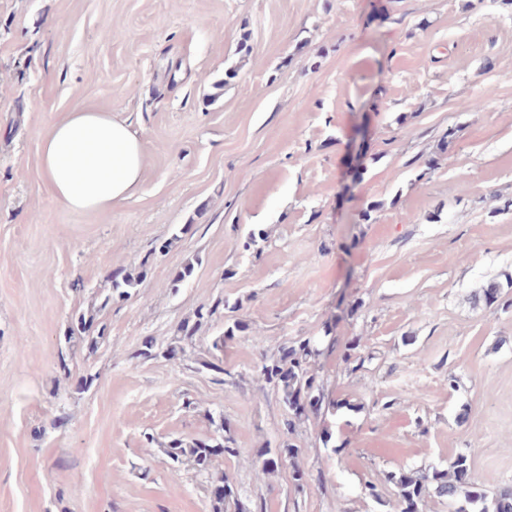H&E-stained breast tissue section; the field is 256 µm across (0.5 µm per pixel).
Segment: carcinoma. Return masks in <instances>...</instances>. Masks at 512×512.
<instances>
[{"mask_svg": "<svg viewBox=\"0 0 512 512\" xmlns=\"http://www.w3.org/2000/svg\"><path fill=\"white\" fill-rule=\"evenodd\" d=\"M143 278V272L124 271L114 277L112 288L125 295V289L135 287ZM320 354L317 341L305 339L297 345L285 346L278 359L262 365L260 372L264 379L281 391L282 401L293 419L301 421L308 413L336 409V404L325 401L322 387L317 376L309 370L310 360ZM234 439L223 436V441L214 445L206 442L183 446V441L175 440L170 444L173 457L189 455L196 465L206 469L211 465L214 453L212 448L222 447L224 453H235ZM469 472L468 457L459 455L450 467L435 471L432 475L400 474L397 479L399 497L405 509L401 512H417L418 503L428 490L448 502L450 512H512V486H506L492 493L479 488L467 480ZM217 491L213 498V512H224L227 500L233 497L231 486L224 479L215 480Z\"/></svg>", "mask_w": 512, "mask_h": 512, "instance_id": "cac0c4a2", "label": "carcinoma"}]
</instances>
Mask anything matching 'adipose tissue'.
Wrapping results in <instances>:
<instances>
[{
  "mask_svg": "<svg viewBox=\"0 0 512 512\" xmlns=\"http://www.w3.org/2000/svg\"><path fill=\"white\" fill-rule=\"evenodd\" d=\"M40 172L63 205L107 210L140 190L142 142L126 121L80 107L60 118L43 138Z\"/></svg>",
  "mask_w": 512,
  "mask_h": 512,
  "instance_id": "1",
  "label": "adipose tissue"
}]
</instances>
